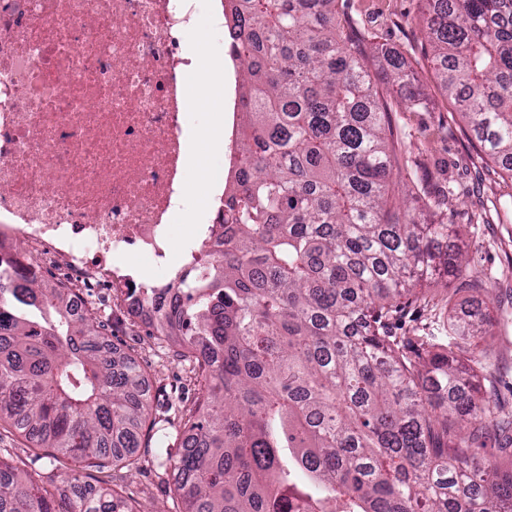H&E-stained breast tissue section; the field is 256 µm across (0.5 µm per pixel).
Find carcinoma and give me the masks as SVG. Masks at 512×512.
Instances as JSON below:
<instances>
[{
  "instance_id": "carcinoma-1",
  "label": "carcinoma",
  "mask_w": 512,
  "mask_h": 512,
  "mask_svg": "<svg viewBox=\"0 0 512 512\" xmlns=\"http://www.w3.org/2000/svg\"><path fill=\"white\" fill-rule=\"evenodd\" d=\"M240 79L224 250L179 275L155 323L205 381L173 460L184 512H512V417L488 365L490 281L441 250L448 207L394 176V130L336 0H226ZM425 56L480 151L512 179V0H428ZM386 79L427 106L401 53ZM417 206L397 211L395 192ZM438 268L480 295L448 339L399 336ZM140 364L117 362L40 269L0 270V420L92 464L130 461L147 424ZM0 512H143L74 476L46 490L0 457Z\"/></svg>"
}]
</instances>
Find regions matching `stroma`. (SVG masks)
<instances>
[{"label":"stroma","mask_w":512,"mask_h":512,"mask_svg":"<svg viewBox=\"0 0 512 512\" xmlns=\"http://www.w3.org/2000/svg\"><path fill=\"white\" fill-rule=\"evenodd\" d=\"M341 12L356 21L366 43L398 48L413 70L414 84L424 94L427 109H407L397 88L382 84V56H368L365 66L379 82L381 98L399 139L398 157L403 176L422 179L430 191L451 186L452 206L441 220L459 227L458 242L468 250L471 276L491 281L498 300L490 305L492 324L488 341L494 365L473 366L470 374L479 386L493 385L500 392L512 389V181L495 175L490 163L476 155L470 133L457 108L451 106L430 61L421 53L424 32L414 20L427 7L426 0H339ZM424 286L439 312L415 310L402 324L409 336H442L448 325L445 301L469 307L471 291L458 280L434 276ZM87 315L112 343L117 356L128 355L142 366L149 395V421L155 427L132 463L90 467L79 458L45 455L9 423L0 422V448L14 465L39 472L46 489L73 475L96 485L111 487L132 505L147 512H181L169 455L178 454V424L192 412L203 381L195 374L185 349L172 337L156 335L147 322L131 317L118 306L111 292L91 295Z\"/></svg>","instance_id":"obj_1"}]
</instances>
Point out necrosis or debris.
Returning a JSON list of instances; mask_svg holds the SVG:
<instances>
[{"label":"necrosis or debris","mask_w":512,"mask_h":512,"mask_svg":"<svg viewBox=\"0 0 512 512\" xmlns=\"http://www.w3.org/2000/svg\"><path fill=\"white\" fill-rule=\"evenodd\" d=\"M200 0H0V266L55 264L71 311L110 289L153 321L170 256L214 241L198 225L175 244L171 212L187 191L188 72L208 61L185 43ZM224 165L238 159V82L224 84ZM29 249L17 253L16 238ZM144 261L157 269L148 277Z\"/></svg>","instance_id":"4bbe7bcc"}]
</instances>
